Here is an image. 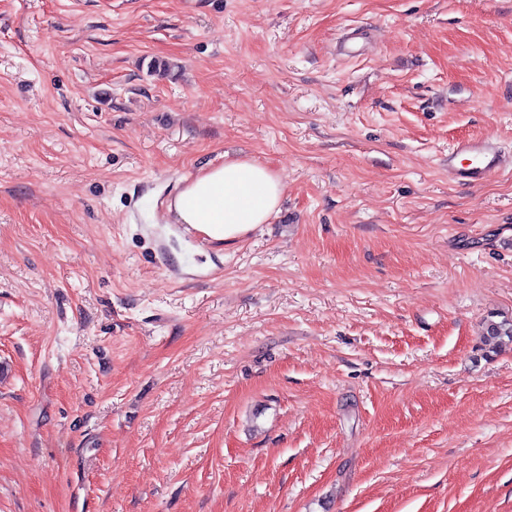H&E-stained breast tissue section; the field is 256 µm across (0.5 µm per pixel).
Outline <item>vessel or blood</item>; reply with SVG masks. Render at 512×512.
Wrapping results in <instances>:
<instances>
[{"mask_svg":"<svg viewBox=\"0 0 512 512\" xmlns=\"http://www.w3.org/2000/svg\"><path fill=\"white\" fill-rule=\"evenodd\" d=\"M506 160L492 139H462L448 151V175L451 179L474 184L497 173Z\"/></svg>","mask_w":512,"mask_h":512,"instance_id":"obj_1","label":"vessel or blood"}]
</instances>
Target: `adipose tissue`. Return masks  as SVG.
<instances>
[{
    "label": "adipose tissue",
    "instance_id": "ef3b65f1",
    "mask_svg": "<svg viewBox=\"0 0 512 512\" xmlns=\"http://www.w3.org/2000/svg\"><path fill=\"white\" fill-rule=\"evenodd\" d=\"M284 193L281 179L247 158L203 169L176 196L173 208L182 223L217 242H233L267 223Z\"/></svg>",
    "mask_w": 512,
    "mask_h": 512
}]
</instances>
